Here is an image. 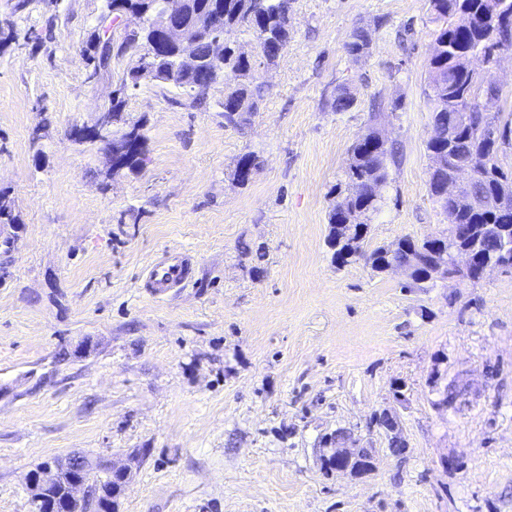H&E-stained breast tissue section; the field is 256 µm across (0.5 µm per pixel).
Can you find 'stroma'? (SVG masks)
<instances>
[{
  "label": "stroma",
  "mask_w": 512,
  "mask_h": 512,
  "mask_svg": "<svg viewBox=\"0 0 512 512\" xmlns=\"http://www.w3.org/2000/svg\"><path fill=\"white\" fill-rule=\"evenodd\" d=\"M105 12L31 0L0 48V192L20 224L0 230L15 238L0 244V512H30L25 474L74 450L132 463L120 512H512V271L410 288L363 257L337 266L328 245L348 150L373 122L399 160L363 256L448 233L429 192L426 0H292L271 65L227 32L265 86L241 126L221 81L198 102L125 88L130 55L90 76ZM358 27L371 44L355 58ZM121 87L145 162L115 174L70 134ZM342 87L356 104L336 112ZM249 152L260 164L241 184ZM165 251L195 272L155 297L140 275ZM335 432L371 450L370 474L324 469Z\"/></svg>",
  "instance_id": "1"
}]
</instances>
